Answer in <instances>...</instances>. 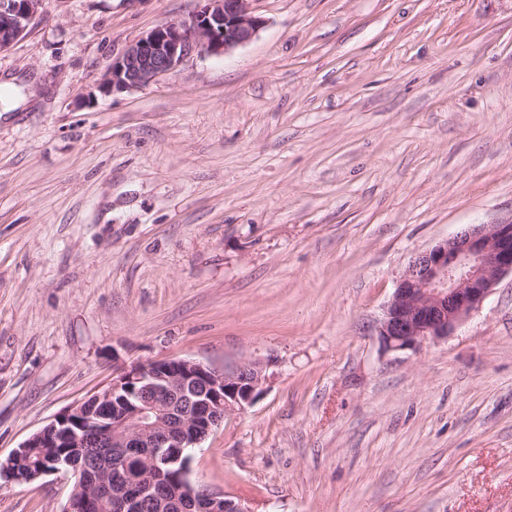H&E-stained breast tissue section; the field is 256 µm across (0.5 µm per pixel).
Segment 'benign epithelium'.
Wrapping results in <instances>:
<instances>
[{"mask_svg":"<svg viewBox=\"0 0 512 512\" xmlns=\"http://www.w3.org/2000/svg\"><path fill=\"white\" fill-rule=\"evenodd\" d=\"M189 17L152 27L112 60L97 88L130 91L171 74L194 54L226 55L250 42L265 20L253 0H197ZM43 0H0V51L10 48L41 13ZM512 275V219L474 224L456 236L415 254L400 277L378 327L387 348L404 351L428 339L448 336L487 297L504 276ZM262 367L244 362L232 370L216 369L190 358H175L123 368L101 392L70 406L29 436L6 460L0 459V482L29 483L47 474L67 477L84 472L62 512H88L90 489L109 488L101 473L71 457L59 456L37 472L21 471L14 461L27 448L87 447L83 433L94 427L115 448H150L152 476L141 499L157 512L165 503L152 494L157 481L179 480L185 512H251L242 500L190 482V462L173 448H197L224 417L242 411L260 393ZM112 402V415L96 407Z\"/></svg>","mask_w":512,"mask_h":512,"instance_id":"obj_1","label":"benign epithelium"}]
</instances>
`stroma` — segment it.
I'll use <instances>...</instances> for the list:
<instances>
[{"instance_id": "stroma-1", "label": "stroma", "mask_w": 512, "mask_h": 512, "mask_svg": "<svg viewBox=\"0 0 512 512\" xmlns=\"http://www.w3.org/2000/svg\"><path fill=\"white\" fill-rule=\"evenodd\" d=\"M197 7L44 0L0 52V459L120 366L252 361L198 482L252 512H512V277L447 337L378 335L416 253L512 217V0H254L249 43L97 92Z\"/></svg>"}]
</instances>
